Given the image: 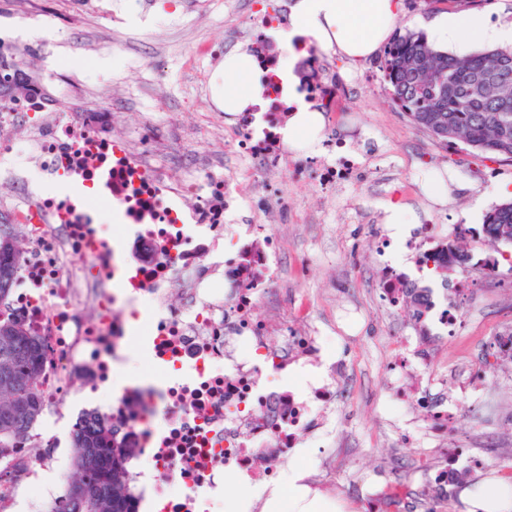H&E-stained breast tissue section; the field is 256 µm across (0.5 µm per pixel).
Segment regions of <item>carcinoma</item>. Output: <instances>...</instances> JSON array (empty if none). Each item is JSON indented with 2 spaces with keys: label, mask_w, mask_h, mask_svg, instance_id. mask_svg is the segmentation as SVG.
Segmentation results:
<instances>
[{
  "label": "carcinoma",
  "mask_w": 512,
  "mask_h": 512,
  "mask_svg": "<svg viewBox=\"0 0 512 512\" xmlns=\"http://www.w3.org/2000/svg\"><path fill=\"white\" fill-rule=\"evenodd\" d=\"M382 71L392 102L414 127L445 143L512 159V49L458 57L432 47L423 32L407 29L385 50ZM482 232L494 242H512V201L486 213ZM12 285L0 288V315L13 320L18 332L8 344L0 343V354L10 357L23 405L6 426L3 414L14 394H0V451L32 441L44 410L39 384L44 348L9 307ZM116 434L117 427L98 412L74 424L73 479L64 498L50 502L46 512H132L124 460L135 449L119 446Z\"/></svg>",
  "instance_id": "cac0c4a2"
}]
</instances>
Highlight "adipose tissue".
<instances>
[{"mask_svg":"<svg viewBox=\"0 0 512 512\" xmlns=\"http://www.w3.org/2000/svg\"><path fill=\"white\" fill-rule=\"evenodd\" d=\"M290 26L276 37L284 50L278 72L283 94L295 104L283 142L289 151L314 155L321 151L325 121L321 112L301 102L295 69L300 55L299 37L358 61L374 56L398 20L397 0H291ZM434 47L457 52L473 45H512V25L490 24L486 12H440L422 20ZM261 87L250 54L241 48L224 56V110L234 114L259 104ZM464 512H512V480L486 477L460 493ZM262 512H328L329 504L306 482L302 470H289L285 483L262 497Z\"/></svg>","mask_w":512,"mask_h":512,"instance_id":"adipose-tissue-1","label":"adipose tissue"}]
</instances>
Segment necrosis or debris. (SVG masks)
Instances as JSON below:
<instances>
[{"instance_id":"obj_1","label":"necrosis or debris","mask_w":512,"mask_h":512,"mask_svg":"<svg viewBox=\"0 0 512 512\" xmlns=\"http://www.w3.org/2000/svg\"><path fill=\"white\" fill-rule=\"evenodd\" d=\"M281 17L252 19L249 47L265 86L261 114L241 112L224 133V152L251 165V190L229 170L183 162L179 175L153 165L138 140L106 131L92 112L70 117L41 92L0 102V211L25 230L11 306L44 344L41 389L56 413L74 382L106 397L119 440L136 448L126 463L137 512H224V470L251 489L266 488L274 463L289 450H325L335 429L344 361H326L323 339L286 332L270 301L287 244L269 224L284 196L267 178L287 162L280 130L292 109L275 72L271 30ZM317 186L327 190L363 171L352 151L313 159ZM61 183L95 188L85 198L60 194ZM264 215L244 222L242 210ZM439 229L427 225L404 240L415 274L385 258L378 287L398 306L418 276L447 265ZM458 279L453 297L422 293L434 325L453 334L456 297L476 284ZM137 343L150 373L115 389L125 347ZM430 354L401 340L388 363L394 401L419 406L433 437L446 438L453 407L430 389L410 384ZM64 441L33 459L28 445L7 449L0 472V512L21 501L60 499L63 485L44 482L63 468Z\"/></svg>"}]
</instances>
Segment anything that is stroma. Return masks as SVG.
<instances>
[{
    "mask_svg": "<svg viewBox=\"0 0 512 512\" xmlns=\"http://www.w3.org/2000/svg\"><path fill=\"white\" fill-rule=\"evenodd\" d=\"M140 2L112 20L90 16L84 0H0V37L49 40L34 71L58 105L94 110L137 129L162 167H175L186 155L204 165L223 164L213 140L220 115L196 98V74L183 43L246 47L250 0H232L228 20L200 23L185 38L175 34L173 17L196 13L200 0ZM60 31L65 40H56ZM107 54L112 67L104 71L98 61ZM323 60L327 70L350 80L333 128L351 144L364 173L324 194L293 164L273 172L272 181L289 191L288 212L276 227L288 241V260L276 288L288 303L289 328H318L327 355L345 357L351 376L337 403L335 455L311 449L299 463L290 453L277 473L302 467L323 487L324 498L342 500L351 512H369L370 488L381 492L382 512H462L460 485L491 473L512 477V446L501 427L504 414L512 413V364L492 355L495 336L512 329V246L480 233L467 241L471 253L494 257L496 265L459 299L458 334L434 341L430 386L447 396L457 419L446 441L421 448L406 436L427 434L426 418L390 399L387 362L397 340L426 336L430 321L409 305L392 308L379 298L388 235L382 208L398 202L425 224L481 226L485 213L505 201L497 188L512 185V159L446 144L413 127L390 98L382 55L350 62L328 51ZM444 169L458 185L441 205L424 193L423 182ZM463 373L474 377L475 387L457 386ZM445 448L477 456L483 466L464 471L440 495L430 486Z\"/></svg>",
    "mask_w": 512,
    "mask_h": 512,
    "instance_id": "stroma-1",
    "label": "stroma"
}]
</instances>
